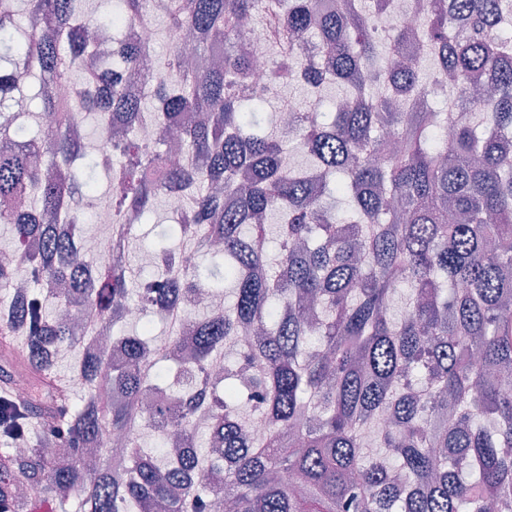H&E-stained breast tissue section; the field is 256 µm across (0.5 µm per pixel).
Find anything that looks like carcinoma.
I'll return each mask as SVG.
<instances>
[{
	"mask_svg": "<svg viewBox=\"0 0 512 512\" xmlns=\"http://www.w3.org/2000/svg\"><path fill=\"white\" fill-rule=\"evenodd\" d=\"M17 2L0 0V110L29 93L48 126L31 137L21 123L0 122V224L13 227L19 255L18 266L0 265V288H14L24 267L65 292L0 299L13 313L0 336L25 337L22 366L43 392L0 401V436L12 442L0 465V512H28L48 494L78 495L81 512H512V36L504 33L512 0H425L434 63L426 75L419 61H377L379 43L391 54L405 39L389 0H168L171 50L156 59V92L121 79L140 66L131 28L149 0H119L105 18L124 30L112 76L78 83L87 0H24L25 30ZM244 17L260 22L272 56L288 70L298 64L311 90L293 138L268 134L279 113L241 89L251 69ZM185 30L223 63L185 67ZM331 81L348 89L349 103L323 121L321 89ZM448 88L456 96L447 111H414L415 100ZM88 114L123 132L122 162L106 172L120 184L107 190L113 223L141 224L159 197L179 191L187 205L174 232L224 242V252L202 253L224 260L236 302L190 322L179 398L154 384L164 357L147 339L149 323L116 339L113 357L82 350L91 399L73 404L56 383L59 347L87 336L59 319L61 306L114 320L135 287L152 308L187 300L189 277L208 288L217 276L168 263L141 284L121 231L106 269L75 250L84 237L78 209L99 174L85 134L74 133ZM146 116L152 143L133 131ZM448 125L455 147L446 156L438 137ZM172 128L182 131L186 166L160 150ZM291 150L319 169L320 189L289 165ZM333 176L336 194L352 203L348 219L322 201ZM226 194L237 196L235 209H224ZM271 216L280 227L273 276ZM34 238L37 254L26 250ZM399 288L411 293L396 320ZM230 340L237 361L211 382L205 371ZM243 403L261 431L250 432ZM147 417L178 435L175 447L143 448L133 433ZM107 432L128 436L109 462L86 468L75 452L57 451L101 447ZM226 460L224 485H209ZM278 470L293 481L274 479Z\"/></svg>",
	"mask_w": 512,
	"mask_h": 512,
	"instance_id": "carcinoma-1",
	"label": "carcinoma"
}]
</instances>
